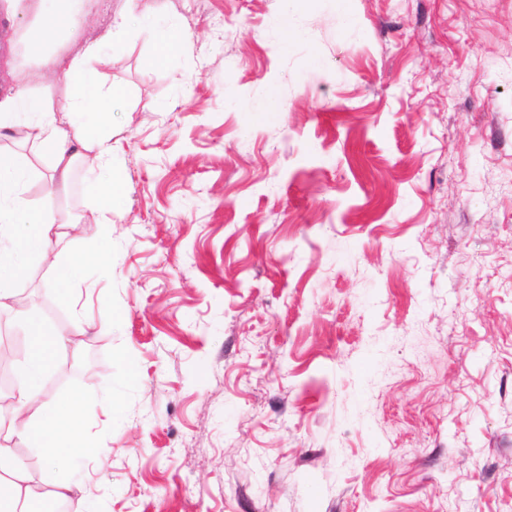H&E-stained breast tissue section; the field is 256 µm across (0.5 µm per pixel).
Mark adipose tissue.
Segmentation results:
<instances>
[{
    "instance_id": "adipose-tissue-1",
    "label": "adipose tissue",
    "mask_w": 512,
    "mask_h": 512,
    "mask_svg": "<svg viewBox=\"0 0 512 512\" xmlns=\"http://www.w3.org/2000/svg\"><path fill=\"white\" fill-rule=\"evenodd\" d=\"M43 2L40 32L29 40L27 49L47 64L51 58L45 52L46 42L73 25L76 17L71 0ZM66 74L71 92L62 111H55L46 98L21 84L1 97L0 138L36 143L52 158L54 174L63 179L68 177L80 151L94 153L102 161L93 185L98 205L84 221L102 225L123 188L108 163L112 145L97 117L104 111L105 99L120 103L124 91L116 85L106 91L85 79L78 58L71 61ZM32 173L33 165L26 154L0 153V312L11 314L29 344L23 378L9 401L0 402V512H18L19 505L38 497L25 464L13 458L6 441L22 438L51 462L48 482L54 488L50 500L55 504L64 500L71 486L72 460L88 446L84 435V393H74L65 404L49 403L41 386L45 370L60 350L81 348L83 331L78 328L68 336L54 334L37 307L16 298V287L31 260H40L54 269L55 285L61 291L68 286L71 269L86 261L80 251L65 256L54 254V219L29 207L23 198Z\"/></svg>"
}]
</instances>
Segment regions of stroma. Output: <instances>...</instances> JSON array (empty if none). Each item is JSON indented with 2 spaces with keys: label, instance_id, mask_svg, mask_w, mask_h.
<instances>
[{
  "label": "stroma",
  "instance_id": "1",
  "mask_svg": "<svg viewBox=\"0 0 512 512\" xmlns=\"http://www.w3.org/2000/svg\"><path fill=\"white\" fill-rule=\"evenodd\" d=\"M73 8L49 54L126 93L109 224L77 222L96 161L62 182L0 140L56 251L112 252L67 294L38 261L18 285L59 334L72 299L87 319L42 380L88 393L71 512H512V0ZM40 9L0 15V91L18 69L60 109ZM132 13L160 22L85 57Z\"/></svg>",
  "mask_w": 512,
  "mask_h": 512
}]
</instances>
